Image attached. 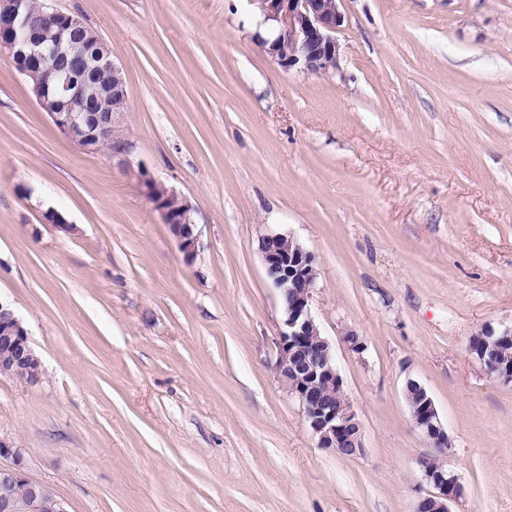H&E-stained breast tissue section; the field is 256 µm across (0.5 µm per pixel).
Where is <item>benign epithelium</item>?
<instances>
[{
  "label": "benign epithelium",
  "instance_id": "1",
  "mask_svg": "<svg viewBox=\"0 0 512 512\" xmlns=\"http://www.w3.org/2000/svg\"><path fill=\"white\" fill-rule=\"evenodd\" d=\"M264 21L275 23L278 34L258 42L277 63L311 73L338 69L340 54L335 33L344 24L342 0H251ZM94 39L91 26L76 12L57 8L43 0L34 14L29 0H0V55L12 60L29 83L38 106L54 127L86 152H96L115 137L128 110V92L122 67L114 62L106 43L90 53ZM53 58L55 67L43 61ZM111 78L102 83L99 75ZM146 194L168 224L186 260L195 259L199 232L194 207L185 198L172 209L167 199L175 192L156 180L145 182ZM259 251L266 277L279 290L282 329L276 374L322 448L344 456L363 452L361 424L345 396L343 379L336 367L330 341L312 313L317 269L311 254L290 234L261 238ZM488 374L512 385V365L497 362V350L474 352ZM41 362L22 319L11 305L0 300V376L34 384L41 378ZM413 428L431 447L448 444L434 399L421 392L418 404L410 405ZM13 466L0 467V512H67L49 486L31 481L22 470V454L15 442L0 437V459ZM419 487L424 489L414 512H450L448 504L462 493L458 478L435 457L419 460Z\"/></svg>",
  "mask_w": 512,
  "mask_h": 512
}]
</instances>
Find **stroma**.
Segmentation results:
<instances>
[{
	"label": "stroma",
	"instance_id": "1",
	"mask_svg": "<svg viewBox=\"0 0 512 512\" xmlns=\"http://www.w3.org/2000/svg\"><path fill=\"white\" fill-rule=\"evenodd\" d=\"M56 4L101 34L130 106L85 152L0 57V298L43 370L0 377L25 475L68 512H412L432 452L413 377L448 430L450 512H512V388L470 350L512 325V0H342L327 75L278 65L248 0ZM142 173L194 206V262ZM275 233L314 257L360 455L319 447L274 372Z\"/></svg>",
	"mask_w": 512,
	"mask_h": 512
}]
</instances>
